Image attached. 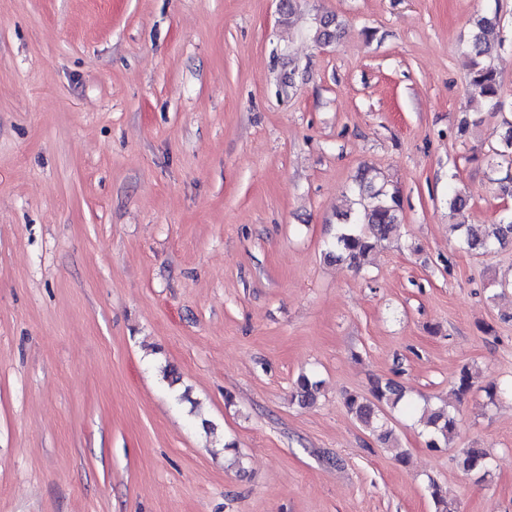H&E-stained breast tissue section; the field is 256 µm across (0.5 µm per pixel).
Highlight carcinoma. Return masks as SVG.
<instances>
[{
    "mask_svg": "<svg viewBox=\"0 0 512 512\" xmlns=\"http://www.w3.org/2000/svg\"><path fill=\"white\" fill-rule=\"evenodd\" d=\"M340 23L334 16L319 20L316 38L330 42L337 38ZM502 23L498 14H484L475 21L471 37V82L490 102H498L501 84L498 73L491 63V56L502 42ZM355 215H346V222L336 233L329 246L328 256L346 261L360 269L370 262L371 257L382 243L388 240L399 225L401 198L399 192L389 191L374 177H361L359 197ZM449 233L469 251L489 255L512 242V212L504 214L494 224H451ZM472 370L463 367L453 385L455 395H465L472 386ZM403 388L392 382L375 383L369 394L349 393L344 398L348 413L358 421L380 443H388L394 436V429L388 417V410L403 400ZM320 397V383L307 374L298 376L293 386V398L301 406L317 403ZM419 422L427 436V446L433 449L445 447L457 434L458 419L449 409L423 406ZM487 453L482 448H465L459 456V467L467 474L485 472ZM430 496L436 512H448V494L444 487L432 481Z\"/></svg>",
    "mask_w": 512,
    "mask_h": 512,
    "instance_id": "1",
    "label": "carcinoma"
}]
</instances>
